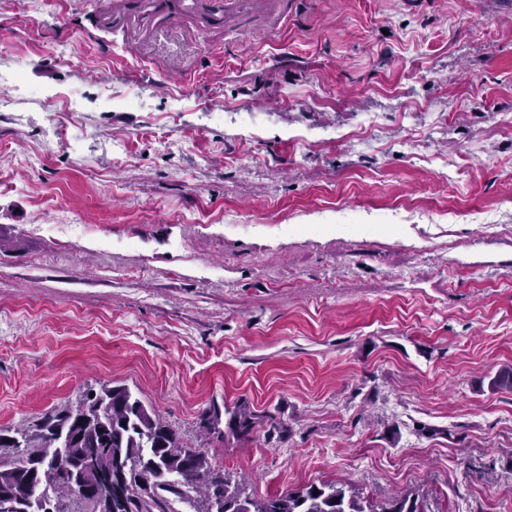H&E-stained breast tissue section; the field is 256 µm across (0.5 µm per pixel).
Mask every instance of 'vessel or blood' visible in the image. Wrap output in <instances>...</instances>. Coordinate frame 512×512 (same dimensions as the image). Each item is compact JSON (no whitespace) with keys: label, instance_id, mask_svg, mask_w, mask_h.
<instances>
[{"label":"vessel or blood","instance_id":"vessel-or-blood-1","mask_svg":"<svg viewBox=\"0 0 512 512\" xmlns=\"http://www.w3.org/2000/svg\"><path fill=\"white\" fill-rule=\"evenodd\" d=\"M190 16L227 30L261 16L269 28L277 29L288 20V0H112L116 25L136 26L149 17L174 23Z\"/></svg>","mask_w":512,"mask_h":512}]
</instances>
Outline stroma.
<instances>
[{
	"mask_svg": "<svg viewBox=\"0 0 512 512\" xmlns=\"http://www.w3.org/2000/svg\"><path fill=\"white\" fill-rule=\"evenodd\" d=\"M111 4L0 0V428L109 382L258 498L512 512V0ZM242 397L286 438L200 436ZM216 1H223V5ZM197 16L202 21L234 30L256 16L268 20V29L283 27L288 21V0H113L112 25H139L145 18L155 17L167 23Z\"/></svg>",
	"mask_w": 512,
	"mask_h": 512,
	"instance_id": "stroma-1",
	"label": "stroma"
}]
</instances>
